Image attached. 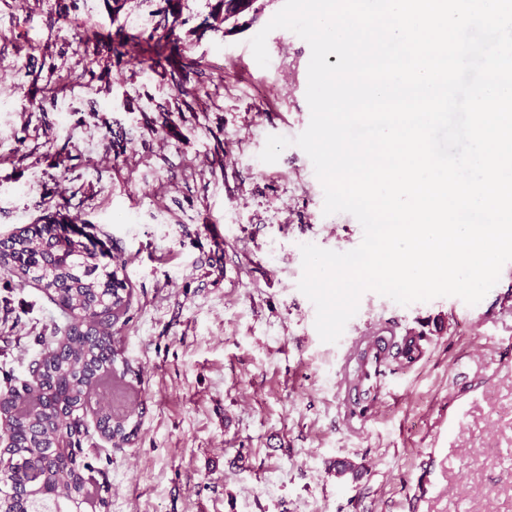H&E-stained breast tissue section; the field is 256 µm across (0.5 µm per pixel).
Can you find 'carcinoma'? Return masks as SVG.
I'll use <instances>...</instances> for the list:
<instances>
[{"label":"carcinoma","mask_w":512,"mask_h":512,"mask_svg":"<svg viewBox=\"0 0 512 512\" xmlns=\"http://www.w3.org/2000/svg\"><path fill=\"white\" fill-rule=\"evenodd\" d=\"M125 0H112L110 20L120 38L112 55L122 62L128 46H142L162 58L174 29L160 36L129 34L119 24ZM256 0H217L215 10L228 20L253 9ZM91 225L46 222L27 224L0 238V270L24 283H33L57 304L68 318L55 328L65 339L54 344L41 337L46 351L37 360L31 380L7 379L0 394V512H34L44 504L52 512H66L85 501L104 509L107 498L92 492L86 473L83 444L90 438L81 412L95 404V430L119 448L135 435L131 414L118 416V404L99 396L100 380L128 371L126 359L115 347L114 334L131 305L126 262L112 254L110 240L89 231ZM67 442L70 450L50 449ZM29 458L32 473L19 472L13 461Z\"/></svg>","instance_id":"obj_1"}]
</instances>
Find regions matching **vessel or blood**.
<instances>
[{"mask_svg":"<svg viewBox=\"0 0 512 512\" xmlns=\"http://www.w3.org/2000/svg\"><path fill=\"white\" fill-rule=\"evenodd\" d=\"M419 345L379 327L356 339L343 371L341 405L349 429L360 430L374 420L390 390L387 372L394 359L420 356Z\"/></svg>","mask_w":512,"mask_h":512,"instance_id":"vessel-or-blood-1","label":"vessel or blood"}]
</instances>
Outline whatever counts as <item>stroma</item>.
Here are the masks:
<instances>
[{
  "mask_svg": "<svg viewBox=\"0 0 512 512\" xmlns=\"http://www.w3.org/2000/svg\"><path fill=\"white\" fill-rule=\"evenodd\" d=\"M283 2L226 21L216 0H182V50L146 72L136 45L118 65L107 42L87 56L84 37L115 30L107 0H0V237L57 212L128 260L116 346L141 417L129 445L88 453L107 512H512V262L477 305L367 291L338 342L315 329L300 246L351 250L363 230L324 215L301 148L259 158L310 121L307 42L272 31L264 68L250 46ZM163 5L126 0L120 23L162 30ZM63 322L0 272V369L28 379L37 337ZM373 325L423 352L392 364L391 397L356 434L343 364Z\"/></svg>",
  "mask_w": 512,
  "mask_h": 512,
  "instance_id": "35a3bbf8",
  "label": "stroma"
}]
</instances>
